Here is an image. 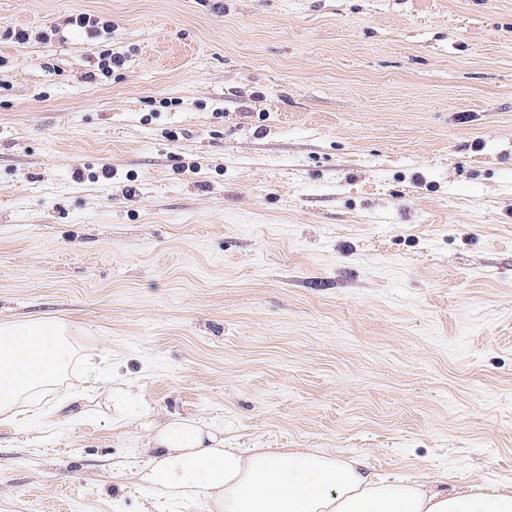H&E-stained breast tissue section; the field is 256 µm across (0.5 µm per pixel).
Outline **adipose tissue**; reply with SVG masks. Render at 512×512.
Here are the masks:
<instances>
[{"label":"adipose tissue","mask_w":512,"mask_h":512,"mask_svg":"<svg viewBox=\"0 0 512 512\" xmlns=\"http://www.w3.org/2000/svg\"><path fill=\"white\" fill-rule=\"evenodd\" d=\"M80 333L53 319L0 324V336L14 340L0 349V422L14 421L59 384L76 357L85 361L87 381L109 374L107 358L78 354L72 339ZM154 444L141 484L164 500L207 497L215 512H512V491L473 485L442 494L319 451L230 448L219 429L199 420L170 421Z\"/></svg>","instance_id":"ef3b65f1"}]
</instances>
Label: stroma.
<instances>
[{
  "instance_id": "35a3bbf8",
  "label": "stroma",
  "mask_w": 512,
  "mask_h": 512,
  "mask_svg": "<svg viewBox=\"0 0 512 512\" xmlns=\"http://www.w3.org/2000/svg\"><path fill=\"white\" fill-rule=\"evenodd\" d=\"M7 27L0 323L78 324L112 377L53 436L0 424V512H208L139 484L172 417L512 485V0H0ZM68 23L84 32L90 38L98 37L101 31L108 30L111 26L108 22L102 21L96 16H91L87 13H80L75 16H71Z\"/></svg>"
}]
</instances>
